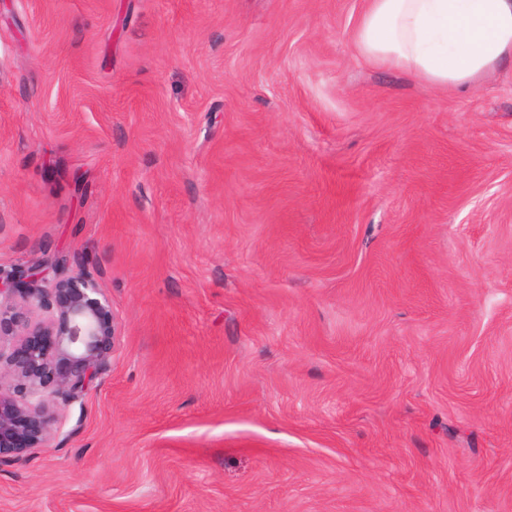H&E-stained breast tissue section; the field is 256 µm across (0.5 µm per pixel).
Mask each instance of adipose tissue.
<instances>
[{
    "instance_id": "1",
    "label": "adipose tissue",
    "mask_w": 512,
    "mask_h": 512,
    "mask_svg": "<svg viewBox=\"0 0 512 512\" xmlns=\"http://www.w3.org/2000/svg\"><path fill=\"white\" fill-rule=\"evenodd\" d=\"M354 45L436 90H468L512 61V0H366Z\"/></svg>"
}]
</instances>
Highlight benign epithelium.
Segmentation results:
<instances>
[{
	"label": "benign epithelium",
	"instance_id": "obj_1",
	"mask_svg": "<svg viewBox=\"0 0 512 512\" xmlns=\"http://www.w3.org/2000/svg\"><path fill=\"white\" fill-rule=\"evenodd\" d=\"M61 264L27 269L25 288L0 276V451L18 459L50 447L60 414L97 386L112 359L110 300L92 275L65 274Z\"/></svg>",
	"mask_w": 512,
	"mask_h": 512
}]
</instances>
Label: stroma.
<instances>
[{
  "label": "stroma",
  "instance_id": "obj_1",
  "mask_svg": "<svg viewBox=\"0 0 512 512\" xmlns=\"http://www.w3.org/2000/svg\"><path fill=\"white\" fill-rule=\"evenodd\" d=\"M363 5L0 9V274L118 321L0 512H512V62L432 91Z\"/></svg>",
  "mask_w": 512,
  "mask_h": 512
}]
</instances>
